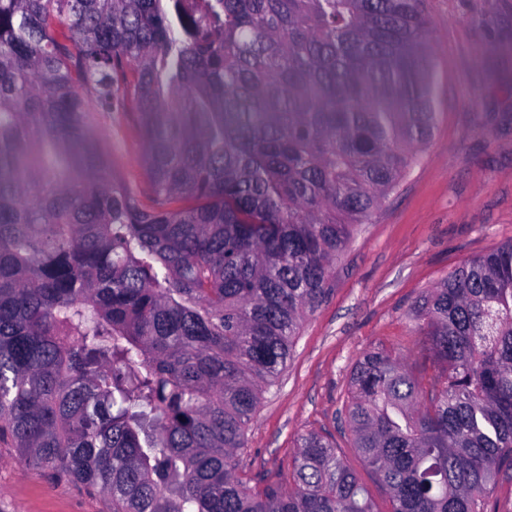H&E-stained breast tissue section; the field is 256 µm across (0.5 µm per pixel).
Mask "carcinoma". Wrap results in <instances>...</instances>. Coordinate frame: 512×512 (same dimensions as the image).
<instances>
[{
  "instance_id": "carcinoma-1",
  "label": "carcinoma",
  "mask_w": 512,
  "mask_h": 512,
  "mask_svg": "<svg viewBox=\"0 0 512 512\" xmlns=\"http://www.w3.org/2000/svg\"><path fill=\"white\" fill-rule=\"evenodd\" d=\"M423 0H0V444L112 512H375L328 438L236 475L332 265L436 123ZM133 106L145 201L93 127ZM438 372L364 353L353 448L391 512L512 471V240L409 312Z\"/></svg>"
}]
</instances>
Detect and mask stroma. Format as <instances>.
<instances>
[{"instance_id":"1","label":"stroma","mask_w":512,"mask_h":512,"mask_svg":"<svg viewBox=\"0 0 512 512\" xmlns=\"http://www.w3.org/2000/svg\"><path fill=\"white\" fill-rule=\"evenodd\" d=\"M425 12L436 75L432 140L334 263L326 300L306 314L238 456L236 474L253 489L276 480L291 487L299 435L329 434L377 512H390L345 421L351 369L382 347L431 377L430 353L411 333V306L464 260L512 239V0H425ZM97 129L115 169L146 191L135 111L113 113ZM0 512H112V502L0 447Z\"/></svg>"}]
</instances>
